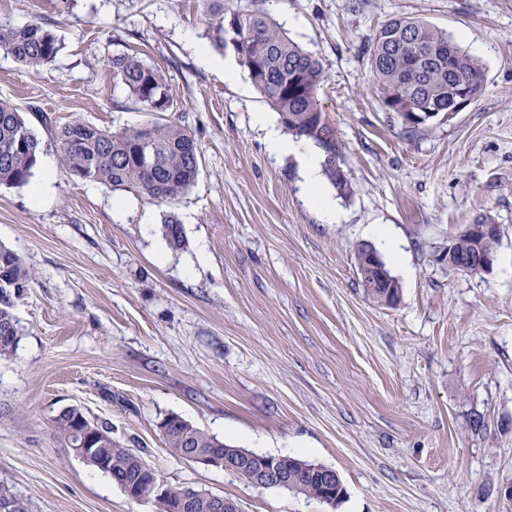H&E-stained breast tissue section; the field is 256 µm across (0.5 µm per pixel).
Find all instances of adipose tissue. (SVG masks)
<instances>
[{"label":"adipose tissue","mask_w":512,"mask_h":512,"mask_svg":"<svg viewBox=\"0 0 512 512\" xmlns=\"http://www.w3.org/2000/svg\"><path fill=\"white\" fill-rule=\"evenodd\" d=\"M266 142L271 154L291 155L296 158L310 203L328 222H336L338 219L336 205L325 192L322 183L323 153L319 149L308 147L304 142L287 140L273 128L267 129Z\"/></svg>","instance_id":"ef3b65f1"}]
</instances>
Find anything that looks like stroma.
Returning a JSON list of instances; mask_svg holds the SVG:
<instances>
[{"label":"stroma","mask_w":512,"mask_h":512,"mask_svg":"<svg viewBox=\"0 0 512 512\" xmlns=\"http://www.w3.org/2000/svg\"><path fill=\"white\" fill-rule=\"evenodd\" d=\"M257 6L323 66L351 183L338 223L307 202L294 158L268 152L254 117L279 116L233 48L211 68L196 60L205 0H0V21L62 43L39 72L0 48V101L41 142L28 183L0 185V243L36 274L0 359V487L31 512H153L58 436L55 417L75 406L168 484L241 512H512V0H224L228 14ZM393 19L448 31L482 68L477 99L411 135L371 73L368 45ZM126 53L165 72L180 102L167 118L199 147L198 178L172 206L60 163L71 121L153 120L112 79ZM171 213L187 240L177 252L162 235ZM485 216L501 229L489 271L435 262ZM361 243L399 280L396 306L365 296ZM170 415L331 467L346 494L332 508L174 454L159 428Z\"/></svg>","instance_id":"1"}]
</instances>
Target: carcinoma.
I'll use <instances>...</instances> for the list:
<instances>
[{
    "label": "carcinoma",
    "mask_w": 512,
    "mask_h": 512,
    "mask_svg": "<svg viewBox=\"0 0 512 512\" xmlns=\"http://www.w3.org/2000/svg\"><path fill=\"white\" fill-rule=\"evenodd\" d=\"M209 6L208 35L223 49L232 45L264 101L279 115L281 123L297 140H309L323 152V173L342 196L350 193L348 181L336 177L339 153L336 134L326 119L325 105L318 95L323 79L319 60L305 52L274 22L256 8L247 14H224L223 0H206ZM0 47L34 71L49 67L57 58L61 43L50 30L37 24L13 26L0 23ZM374 79L381 92L398 97L397 116L412 129L409 113L425 107L448 105L455 85L462 82L473 97L483 91L479 65L463 51L448 32L426 23L396 19L381 26L369 45ZM112 79L130 98L154 113L179 108L164 72L146 64L136 55H117L111 60ZM61 164L74 177L146 195L160 203L175 204L196 181L199 149L191 130L175 122L151 121L110 131L81 120L61 127L56 134ZM40 141L22 113L8 102H0V184L22 186L33 174ZM163 233L174 250L185 246L183 228L173 215L165 217ZM355 266L365 295L371 268L363 248L354 252ZM35 275L10 248L0 244V358L9 357L19 341L15 303ZM95 426L90 447L95 454L88 464L107 474L122 490L144 489L160 479L142 456L112 440L109 428L96 423L78 407L63 409L55 418L61 438L75 447L79 420ZM164 444L171 452L184 455L193 447L228 460L234 448L192 425L170 416L160 422ZM262 455L246 464L239 475L251 483L263 480ZM288 483L292 492L321 502L330 498L331 486L314 471L300 466L301 459L286 455ZM193 494L190 487L166 485L164 495L152 500L154 512H210L207 502L183 509ZM0 504L6 512H31L28 500L0 489Z\"/></svg>",
    "instance_id": "carcinoma-1"
}]
</instances>
